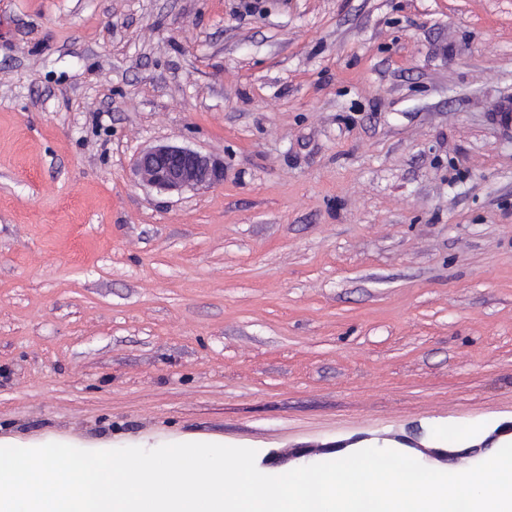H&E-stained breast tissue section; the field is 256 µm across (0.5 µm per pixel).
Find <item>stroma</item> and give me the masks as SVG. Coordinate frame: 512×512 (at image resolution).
Returning <instances> with one entry per match:
<instances>
[{"mask_svg": "<svg viewBox=\"0 0 512 512\" xmlns=\"http://www.w3.org/2000/svg\"><path fill=\"white\" fill-rule=\"evenodd\" d=\"M508 421L512 0H0L1 441L456 473ZM142 183L165 191L210 187L224 179V165L188 147L159 144L142 151L134 162Z\"/></svg>", "mask_w": 512, "mask_h": 512, "instance_id": "stroma-1", "label": "stroma"}]
</instances>
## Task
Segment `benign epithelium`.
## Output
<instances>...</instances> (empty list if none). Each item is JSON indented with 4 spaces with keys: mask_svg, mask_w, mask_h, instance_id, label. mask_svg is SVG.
I'll return each mask as SVG.
<instances>
[{
    "mask_svg": "<svg viewBox=\"0 0 512 512\" xmlns=\"http://www.w3.org/2000/svg\"><path fill=\"white\" fill-rule=\"evenodd\" d=\"M142 183L165 191L210 187L224 179V165L188 147L159 144L142 151L134 162Z\"/></svg>",
    "mask_w": 512,
    "mask_h": 512,
    "instance_id": "1",
    "label": "benign epithelium"
}]
</instances>
